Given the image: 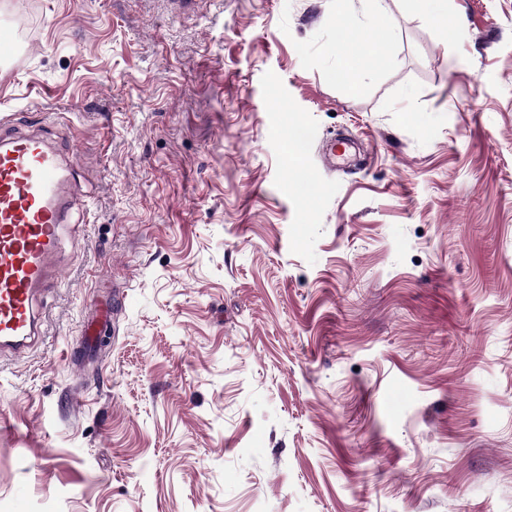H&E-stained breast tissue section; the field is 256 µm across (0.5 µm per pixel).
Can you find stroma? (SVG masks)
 Masks as SVG:
<instances>
[{
	"label": "stroma",
	"instance_id": "obj_1",
	"mask_svg": "<svg viewBox=\"0 0 512 512\" xmlns=\"http://www.w3.org/2000/svg\"><path fill=\"white\" fill-rule=\"evenodd\" d=\"M197 3L0 0L83 158L0 512H512V0Z\"/></svg>",
	"mask_w": 512,
	"mask_h": 512
}]
</instances>
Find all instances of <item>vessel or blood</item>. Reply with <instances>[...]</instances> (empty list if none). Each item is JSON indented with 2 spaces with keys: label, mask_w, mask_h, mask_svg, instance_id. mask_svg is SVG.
<instances>
[{
  "label": "vessel or blood",
  "mask_w": 512,
  "mask_h": 512,
  "mask_svg": "<svg viewBox=\"0 0 512 512\" xmlns=\"http://www.w3.org/2000/svg\"><path fill=\"white\" fill-rule=\"evenodd\" d=\"M70 175L43 135L0 131V356L40 341V303L59 279V243L75 206Z\"/></svg>",
  "instance_id": "obj_1"
}]
</instances>
